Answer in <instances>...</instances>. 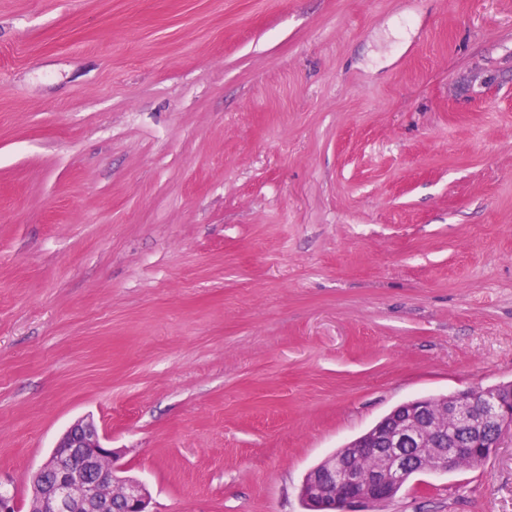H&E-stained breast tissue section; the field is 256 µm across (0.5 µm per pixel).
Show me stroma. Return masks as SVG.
Here are the masks:
<instances>
[{"mask_svg": "<svg viewBox=\"0 0 512 512\" xmlns=\"http://www.w3.org/2000/svg\"><path fill=\"white\" fill-rule=\"evenodd\" d=\"M512 381V0H0V490L93 420L151 512H308ZM384 512H512V442Z\"/></svg>", "mask_w": 512, "mask_h": 512, "instance_id": "35a3bbf8", "label": "stroma"}]
</instances>
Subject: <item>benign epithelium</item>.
Wrapping results in <instances>:
<instances>
[{"label": "benign epithelium", "instance_id": "7a95c632", "mask_svg": "<svg viewBox=\"0 0 512 512\" xmlns=\"http://www.w3.org/2000/svg\"><path fill=\"white\" fill-rule=\"evenodd\" d=\"M506 438H512L511 386L418 398L347 444L348 454L326 458L300 496L315 512H366L388 504L408 475L482 463ZM363 459L371 464L366 484L359 478ZM149 504L141 482L118 476L113 450L94 422L79 420L36 473L29 512H150Z\"/></svg>", "mask_w": 512, "mask_h": 512}]
</instances>
